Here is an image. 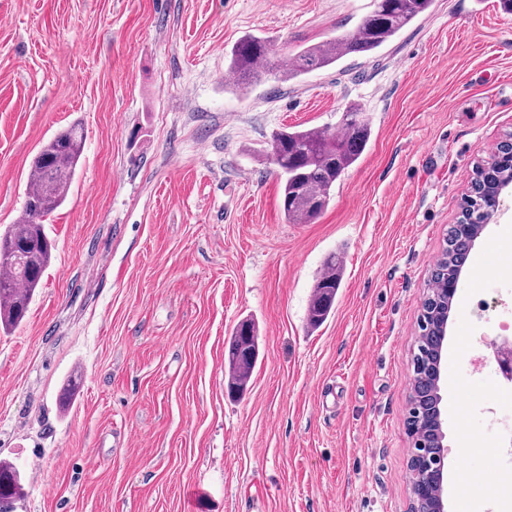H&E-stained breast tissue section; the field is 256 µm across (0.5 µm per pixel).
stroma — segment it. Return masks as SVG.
<instances>
[{
  "label": "stroma",
  "mask_w": 512,
  "mask_h": 512,
  "mask_svg": "<svg viewBox=\"0 0 512 512\" xmlns=\"http://www.w3.org/2000/svg\"><path fill=\"white\" fill-rule=\"evenodd\" d=\"M373 0H0V233L24 212L40 147L86 140L28 313L0 332V459L16 512H410L411 355L426 284L478 159L512 133V12L434 0L372 57L239 89L228 54L268 41L277 68L354 31ZM361 104L372 135L312 224L288 223L264 153L288 126L336 129ZM459 285L444 349L447 512H487L501 443L479 414L512 335V192ZM334 309L306 324L325 258ZM260 357L228 390L233 329ZM80 381L70 403L61 395ZM494 361L503 378L512 382V336H497L490 342ZM24 494L17 467L10 461L0 460V512H13L14 503Z\"/></svg>",
  "instance_id": "stroma-1"
}]
</instances>
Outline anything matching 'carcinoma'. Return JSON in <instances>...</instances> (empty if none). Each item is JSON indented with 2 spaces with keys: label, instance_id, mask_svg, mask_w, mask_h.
<instances>
[{
  "label": "carcinoma",
  "instance_id": "1",
  "mask_svg": "<svg viewBox=\"0 0 512 512\" xmlns=\"http://www.w3.org/2000/svg\"><path fill=\"white\" fill-rule=\"evenodd\" d=\"M433 0H374L373 9L357 28L343 36L328 39L300 50L292 65L275 74L278 80H292L313 70L335 65L342 58L358 54L371 56L389 43L401 30L424 15ZM270 48L262 38L242 37L230 50L228 71L236 87L269 72ZM371 138V126L357 104L345 107L339 133L317 128L282 129L271 141L268 160L277 167L281 180L282 212L290 224H311L333 199L337 181L355 165ZM85 144L84 130L73 124L44 144L33 160L30 187L26 193L24 217L0 234V331L8 333L24 319L36 288L48 269L53 244L43 218L66 200L79 167ZM480 191L465 199L458 223L472 233L488 222L493 185L512 178V167L489 175L479 172ZM470 247L459 229L448 228L445 247L437 260L422 303L419 336L413 350L414 383L407 424L414 441L411 463L441 454L438 404L433 373L442 347L436 336L440 317L451 300L443 293L445 278L465 264ZM341 283L337 255L328 256L323 273L313 284L307 310V324L315 329L328 319ZM260 355L255 323L245 320L234 330L228 348L227 388L236 393L247 390ZM423 492L413 496L412 512H434L439 483L424 472ZM25 494L21 474L10 461L0 460V512H13L14 503Z\"/></svg>",
  "mask_w": 512,
  "mask_h": 512
}]
</instances>
